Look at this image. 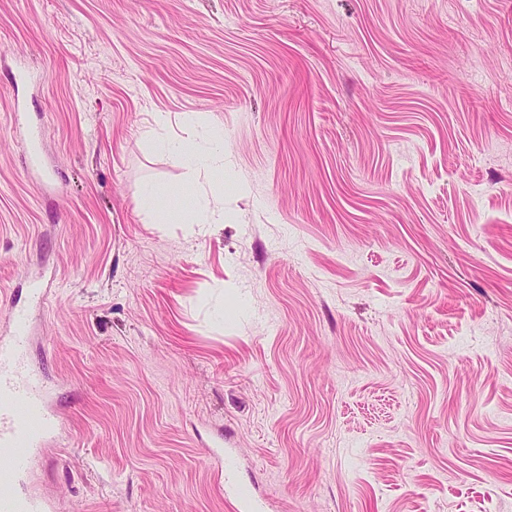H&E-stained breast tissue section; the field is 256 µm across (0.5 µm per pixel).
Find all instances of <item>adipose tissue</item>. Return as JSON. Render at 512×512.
Wrapping results in <instances>:
<instances>
[{"mask_svg":"<svg viewBox=\"0 0 512 512\" xmlns=\"http://www.w3.org/2000/svg\"><path fill=\"white\" fill-rule=\"evenodd\" d=\"M186 136L164 141L162 150L176 164L197 175H211L224 169V134L198 117L186 121ZM163 187L149 185L140 192L141 204L152 211L162 223L191 224L199 229L224 221V208L219 204H205L188 210L177 207L161 208L159 199L165 195Z\"/></svg>","mask_w":512,"mask_h":512,"instance_id":"1","label":"adipose tissue"}]
</instances>
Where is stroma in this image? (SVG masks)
Listing matches in <instances>:
<instances>
[{"instance_id":"obj_1","label":"stroma","mask_w":512,"mask_h":512,"mask_svg":"<svg viewBox=\"0 0 512 512\" xmlns=\"http://www.w3.org/2000/svg\"><path fill=\"white\" fill-rule=\"evenodd\" d=\"M196 113L204 235L140 203L210 193L159 147ZM45 283L19 494L512 512V0H0V336ZM170 194L164 187L149 185L140 192L141 204L149 211H152L159 223L191 224L197 226L202 232L209 224H220L224 221V205L204 204L189 210L177 207L161 208L159 199L162 195Z\"/></svg>"}]
</instances>
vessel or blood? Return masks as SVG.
Listing matches in <instances>:
<instances>
[{"instance_id":"obj_1","label":"vessel or blood","mask_w":512,"mask_h":512,"mask_svg":"<svg viewBox=\"0 0 512 512\" xmlns=\"http://www.w3.org/2000/svg\"><path fill=\"white\" fill-rule=\"evenodd\" d=\"M10 318L12 330L0 338V512H53L50 499L15 492L17 478L32 472L38 452L59 439L63 424L53 388L26 357L25 309L12 308Z\"/></svg>"}]
</instances>
